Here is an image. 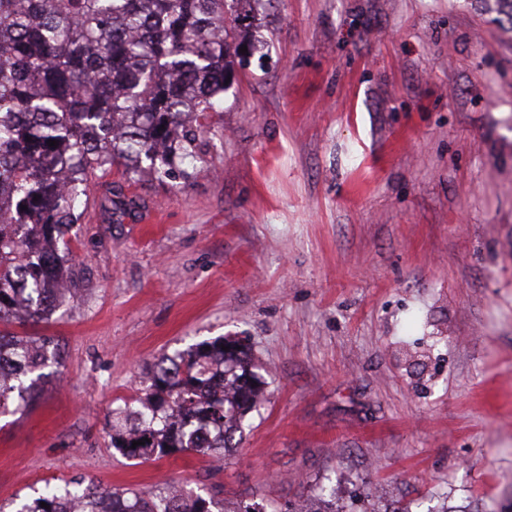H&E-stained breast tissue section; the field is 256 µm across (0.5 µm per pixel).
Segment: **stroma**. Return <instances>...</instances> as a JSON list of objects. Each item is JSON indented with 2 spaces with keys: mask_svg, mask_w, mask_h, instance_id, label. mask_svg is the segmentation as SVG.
I'll use <instances>...</instances> for the list:
<instances>
[{
  "mask_svg": "<svg viewBox=\"0 0 512 512\" xmlns=\"http://www.w3.org/2000/svg\"><path fill=\"white\" fill-rule=\"evenodd\" d=\"M498 0H261L189 180L115 165L67 238L59 361L0 414V512L45 483L346 512H512V24ZM262 376L225 465L140 462L112 413L163 356Z\"/></svg>",
  "mask_w": 512,
  "mask_h": 512,
  "instance_id": "1",
  "label": "stroma"
}]
</instances>
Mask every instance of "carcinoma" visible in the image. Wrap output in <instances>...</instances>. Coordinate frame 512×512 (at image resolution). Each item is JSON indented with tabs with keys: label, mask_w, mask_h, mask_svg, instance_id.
Listing matches in <instances>:
<instances>
[{
	"label": "carcinoma",
	"mask_w": 512,
	"mask_h": 512,
	"mask_svg": "<svg viewBox=\"0 0 512 512\" xmlns=\"http://www.w3.org/2000/svg\"><path fill=\"white\" fill-rule=\"evenodd\" d=\"M258 0H0V323H38L56 307L65 240L97 172L115 163L158 179L187 178L200 160L203 121L222 111L224 91ZM55 140L51 147L48 141ZM226 337L162 357L152 370L139 422L117 412L112 447L128 459L215 455L233 447L246 416L261 405L264 381ZM0 332V413L20 410L42 370L56 360ZM224 397L204 399L217 375ZM218 432L222 443L197 436ZM142 438L149 442L132 446ZM264 512L240 502L170 488L110 489L71 481L47 485L16 512ZM46 503L49 508L41 507Z\"/></svg>",
	"instance_id": "carcinoma-1"
}]
</instances>
